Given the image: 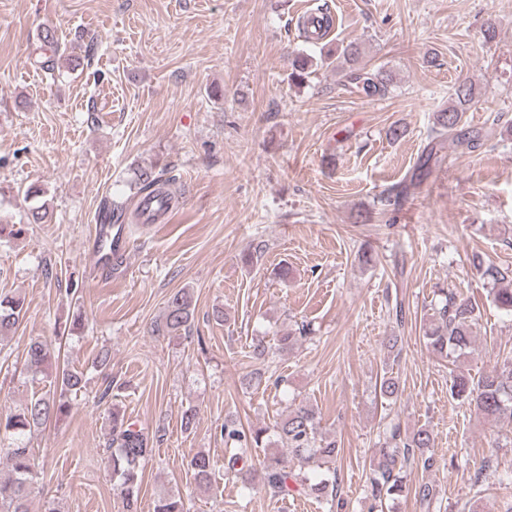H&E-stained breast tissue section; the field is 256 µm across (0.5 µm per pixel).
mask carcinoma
Instances as JSON below:
<instances>
[{
	"label": "carcinoma",
	"instance_id": "carcinoma-1",
	"mask_svg": "<svg viewBox=\"0 0 512 512\" xmlns=\"http://www.w3.org/2000/svg\"><path fill=\"white\" fill-rule=\"evenodd\" d=\"M360 48L349 42L322 54L327 65L340 63L344 66L349 81L366 95H383L388 89L391 75L385 70H368L358 65ZM312 58L300 55L293 61L290 81L299 85L308 78ZM479 91L466 81L457 84L450 97L448 107L434 113L429 133L426 156L419 166L420 179L427 175L429 164L438 155L443 139L454 133L476 145L481 137L470 136L463 131L466 112L477 100ZM174 177L165 176L154 167H140L133 180L137 205L132 217H146L152 223L178 206V197L168 188ZM494 304L512 313V288L491 289ZM25 314V300L19 296L0 295V341L16 329ZM194 307L188 291L172 293L165 304L162 318L156 331L168 336H178L191 327ZM478 322L477 308L472 302L453 291L443 292V297L433 308L425 327L424 340L428 349L438 358L456 363L460 358L472 354L473 328ZM54 350L41 340L30 342L24 365L31 381L50 380L53 393L32 397L20 410L5 416L0 415V435L11 439V446L3 449L11 469V476L0 478V512H29L26 506L35 478V459L25 438L52 420L60 421L71 408L70 402L56 397L54 392H78L86 383L84 372L66 365L52 368ZM251 358L259 363L246 375L248 385H259L268 373L269 347L262 342L253 344ZM450 395L468 403L479 415L491 424L512 426V352L496 355L495 362L478 378L460 372L452 377ZM379 394L388 401H395L401 394L398 379L384 372L379 383ZM224 444L229 447L224 456V470L241 481L243 489L252 491L260 487L272 497H285L292 492L313 494L318 498L333 501L338 486L336 458L339 454L336 440L320 431L316 411L307 403L291 402L280 421L269 427L244 428L233 421L224 422L221 428ZM384 446L380 450L372 476L370 493L377 503L387 499L397 500L409 494L421 504H430L436 496V488L429 482L409 485L405 468L417 466L424 471L432 470L437 460L431 453L432 432L420 427L410 433H401L400 427L389 423L383 430ZM153 440L144 429L137 426L121 410L112 409V426L106 448L114 485L126 504L138 497L145 463L152 455ZM260 448L263 457L258 466L249 464V450ZM191 469L197 487L207 488L211 484L213 463L210 457L199 453L191 460ZM153 512H189L185 501L169 493L158 495Z\"/></svg>",
	"mask_w": 512,
	"mask_h": 512
}]
</instances>
